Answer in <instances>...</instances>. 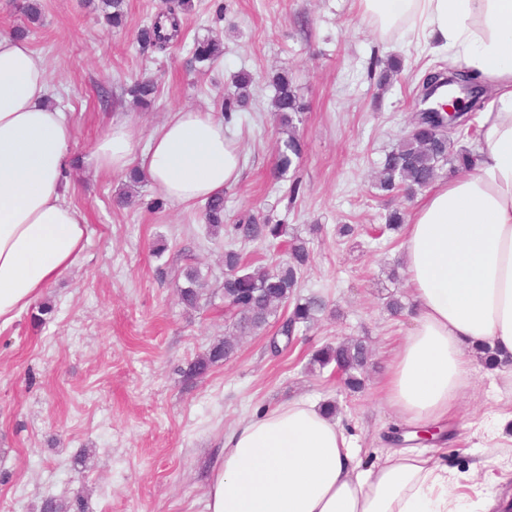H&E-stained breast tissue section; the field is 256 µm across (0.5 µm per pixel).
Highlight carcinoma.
Returning a JSON list of instances; mask_svg holds the SVG:
<instances>
[{
    "mask_svg": "<svg viewBox=\"0 0 512 512\" xmlns=\"http://www.w3.org/2000/svg\"><path fill=\"white\" fill-rule=\"evenodd\" d=\"M123 0H105V6L112 8L106 20L114 28L124 24ZM177 35L176 23H171V32L155 23L139 29L136 41L143 46L163 49ZM221 54L220 43L213 40L199 41L193 49L194 59L210 62ZM252 83L249 73L238 77V93L224 102V121L232 113L245 109L248 87ZM275 87L274 106L278 112L282 137L277 144L278 169L285 173L293 160L300 158L302 142L299 136V118L303 106L292 82L286 76L273 80ZM157 85L151 79L135 81L128 94L133 101L149 105L155 98ZM477 154L469 149L455 148V140L446 131L439 114H425L413 119L407 136L398 146L386 154L378 174V188L385 193L402 191L408 196L429 188L440 177L445 166L455 171L471 170ZM206 224L212 229H224V233L237 243H277L288 236L285 224L259 223L249 217L237 224L224 223V197L208 200L204 206ZM405 222L404 212L395 209L386 216V224L378 228L379 234L398 233ZM288 258L272 268H250L245 264L243 253L234 248L224 250V306L233 314L235 333L212 344L209 350L196 357L181 370L187 382L205 378L212 368L230 358L246 336L263 331L275 319L278 323L276 335L285 337V344L308 330L326 309V302L318 294L302 296L297 288L302 271L310 254L304 238L293 235L286 241ZM179 285L181 302L188 308L201 307L203 293L199 288L201 272L195 266H187L180 273ZM286 312H281V309ZM483 364L495 369L512 363L511 355H502L487 346L477 349ZM370 352L361 339H350L336 345L327 344L312 352L309 365L323 370L333 366L343 375L345 388L355 392L362 389V373L369 364Z\"/></svg>",
    "mask_w": 512,
    "mask_h": 512,
    "instance_id": "1",
    "label": "carcinoma"
}]
</instances>
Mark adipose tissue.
<instances>
[{
	"label": "adipose tissue",
	"mask_w": 512,
	"mask_h": 512,
	"mask_svg": "<svg viewBox=\"0 0 512 512\" xmlns=\"http://www.w3.org/2000/svg\"><path fill=\"white\" fill-rule=\"evenodd\" d=\"M357 4L381 33L411 28L418 47L448 53L498 90L481 116L485 148L473 173L429 187L404 226L413 327L380 390L398 419L427 426L456 408L476 346L512 354V0ZM73 140L43 60L0 32V327L85 247L87 219L65 199ZM91 159L111 174L138 166L176 205L223 195L242 174L223 122L192 109L172 113L142 150L133 124L114 120ZM459 480L409 446L364 464L339 419L294 398L225 433L206 474V512H486V502L456 494Z\"/></svg>",
	"instance_id": "adipose-tissue-1"
}]
</instances>
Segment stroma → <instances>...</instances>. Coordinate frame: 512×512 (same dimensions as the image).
Returning a JSON list of instances; mask_svg holds the SVG:
<instances>
[{"label":"stroma","instance_id":"1","mask_svg":"<svg viewBox=\"0 0 512 512\" xmlns=\"http://www.w3.org/2000/svg\"><path fill=\"white\" fill-rule=\"evenodd\" d=\"M32 1L41 18L28 41L75 125L65 198L86 215L88 241L41 297L50 319L33 321L26 310L0 329V512H40L49 495L83 498L87 512H206L205 472L225 430L295 397L337 400L364 463L374 461L397 421L379 383L413 326L410 315L386 308L393 295L411 301L405 281L388 279L401 266L402 240L376 238L374 229L388 210L414 205L382 196L374 174L409 130L422 77L447 67L446 54L413 51L403 30L376 34L353 0H191L178 15V40L163 51L132 41L161 14V0H125L119 30L108 25L102 0ZM211 36L223 39V56L190 65L194 42ZM393 56L404 67L380 88L378 72ZM242 71L254 82L247 109L225 125L243 158L241 179L224 190L226 221L253 215L306 239L299 293L322 295L328 308L287 354L272 356L263 331L192 384L182 368L232 330L222 297L228 239L210 234L202 204L157 201L147 184L121 205L126 176L97 172L87 158L115 117L134 124L142 147L177 110L223 117ZM284 72L304 112L303 152L283 175L271 98L272 79ZM140 76L158 86L146 110L122 92ZM340 224L357 225V235L338 237ZM187 264L200 269L209 296L196 311L177 293ZM351 337L373 351L358 392L344 390L331 369L308 365L312 349ZM506 402L512 390L501 369L473 361L447 420L450 439L426 448L457 472L478 470L459 489L468 501L512 497V441L492 448L477 432Z\"/></svg>","mask_w":512,"mask_h":512}]
</instances>
